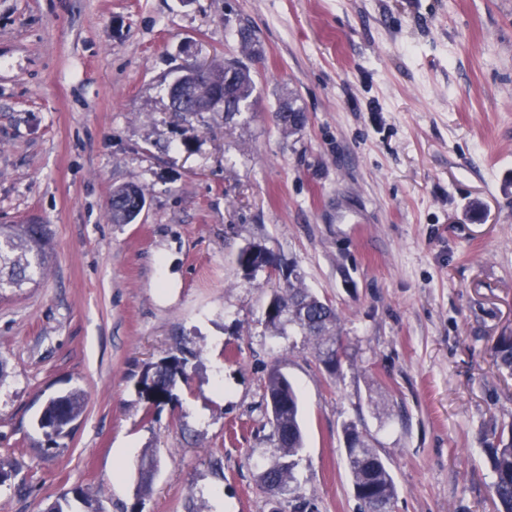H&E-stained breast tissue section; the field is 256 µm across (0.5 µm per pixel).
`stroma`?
<instances>
[{
	"label": "stroma",
	"instance_id": "obj_1",
	"mask_svg": "<svg viewBox=\"0 0 512 512\" xmlns=\"http://www.w3.org/2000/svg\"><path fill=\"white\" fill-rule=\"evenodd\" d=\"M194 59L250 66L253 108L174 111ZM289 98L307 116L292 133L273 120ZM121 186L146 201L130 224L106 216ZM33 220L54 256L0 296V512H48L76 486L104 512H362L348 421L389 466L394 512H495L512 0H0V224ZM253 243L278 273L238 265ZM290 274L340 315L338 371L266 320ZM182 348L188 384L149 407L143 369ZM275 368L306 432L276 499L260 482L279 457ZM75 388L83 415L50 447L37 418Z\"/></svg>",
	"mask_w": 512,
	"mask_h": 512
}]
</instances>
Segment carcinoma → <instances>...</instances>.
<instances>
[{"label": "carcinoma", "instance_id": "cac0c4a2", "mask_svg": "<svg viewBox=\"0 0 512 512\" xmlns=\"http://www.w3.org/2000/svg\"><path fill=\"white\" fill-rule=\"evenodd\" d=\"M224 69L211 68L209 75L193 84V91L173 103L177 112H200L212 102L211 94L224 92ZM254 80L250 70L241 72L239 81L227 91V110L235 115L250 107ZM142 193L130 186L116 189L106 207L114 224H130L135 220V199ZM266 248L251 245L238 254V263L245 270L260 267L258 259ZM52 240L46 224H0V292L21 289L35 284L49 267ZM267 321L277 325L287 320L299 328L302 335L313 341L318 357L327 367L341 365L336 349L343 348L338 334L339 316L327 302L307 288L287 280L286 286L268 304ZM493 358L499 371L512 375V336H500L493 346ZM187 358L172 354L145 368L140 379L142 392L154 405L177 399V384L188 383ZM266 409L273 435L280 451L276 462L260 476L269 491L286 490L295 482L293 457L304 447L297 393L288 377L280 370H271L266 383ZM84 410V394L79 389L67 393L64 414L74 424ZM348 468L353 490L358 499L373 502L377 512H392L397 487L394 477L380 455L371 448L365 435L353 422L342 426ZM494 474L492 498L496 512H512V430L499 436L489 457ZM157 459L145 455L138 465L140 488L146 489L157 470ZM53 512H102V508L81 487L62 494L53 504Z\"/></svg>", "mask_w": 512, "mask_h": 512}]
</instances>
